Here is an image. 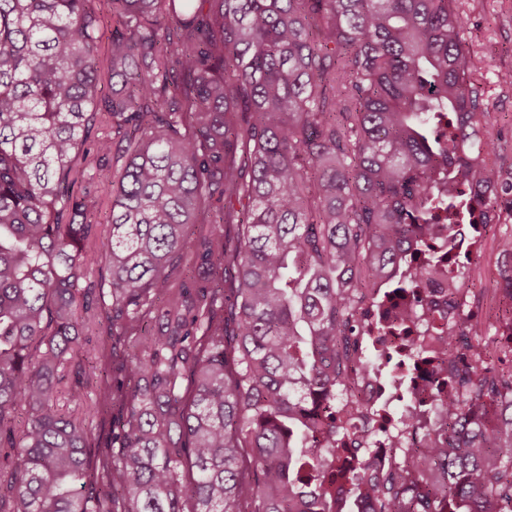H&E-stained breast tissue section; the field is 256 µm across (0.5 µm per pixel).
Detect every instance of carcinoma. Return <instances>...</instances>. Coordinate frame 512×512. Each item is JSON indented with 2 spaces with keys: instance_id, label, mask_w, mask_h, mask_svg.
Here are the masks:
<instances>
[{
  "instance_id": "cac0c4a2",
  "label": "carcinoma",
  "mask_w": 512,
  "mask_h": 512,
  "mask_svg": "<svg viewBox=\"0 0 512 512\" xmlns=\"http://www.w3.org/2000/svg\"><path fill=\"white\" fill-rule=\"evenodd\" d=\"M474 75L457 0H0V512H512V309L446 447L318 456L381 281L512 223Z\"/></svg>"
}]
</instances>
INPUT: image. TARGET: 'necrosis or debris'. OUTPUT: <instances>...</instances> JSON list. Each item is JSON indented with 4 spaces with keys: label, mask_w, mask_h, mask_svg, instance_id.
I'll return each instance as SVG.
<instances>
[{
    "label": "necrosis or debris",
    "mask_w": 512,
    "mask_h": 512,
    "mask_svg": "<svg viewBox=\"0 0 512 512\" xmlns=\"http://www.w3.org/2000/svg\"><path fill=\"white\" fill-rule=\"evenodd\" d=\"M430 269L427 288L434 310L419 308L388 288L382 297L370 301L373 322L365 333L372 340L374 357L352 375L343 390L346 399L357 401L365 411L357 423L368 431L370 439L361 455L367 475L376 481L409 458L418 435H426L428 442L439 448L446 442L448 408L434 397L438 380L435 363L423 365L405 390L396 392L378 358L379 353L403 352L412 344L432 353L446 337L456 334L458 315L468 304L469 282L463 269L447 263Z\"/></svg>",
    "instance_id": "obj_1"
}]
</instances>
